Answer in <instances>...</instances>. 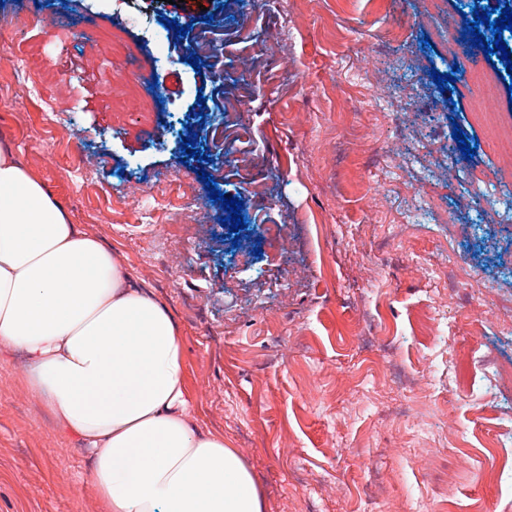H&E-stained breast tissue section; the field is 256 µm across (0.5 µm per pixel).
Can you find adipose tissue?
Instances as JSON below:
<instances>
[{
    "mask_svg": "<svg viewBox=\"0 0 512 512\" xmlns=\"http://www.w3.org/2000/svg\"><path fill=\"white\" fill-rule=\"evenodd\" d=\"M91 451L107 512H263L222 434L194 423L179 327L150 288L71 224L0 141V356Z\"/></svg>",
    "mask_w": 512,
    "mask_h": 512,
    "instance_id": "adipose-tissue-1",
    "label": "adipose tissue"
}]
</instances>
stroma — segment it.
<instances>
[{"label": "stroma", "mask_w": 512, "mask_h": 512, "mask_svg": "<svg viewBox=\"0 0 512 512\" xmlns=\"http://www.w3.org/2000/svg\"><path fill=\"white\" fill-rule=\"evenodd\" d=\"M500 4L437 0L429 20L426 0H0V18H28L19 35L0 27V49L39 45L53 83L82 90L63 134L23 73L0 71V136L172 311L197 421L240 452L264 512H512V169L477 117L512 125V75L464 20ZM60 20L64 46L46 38ZM89 22L124 84L146 90L150 125L113 122ZM202 28L223 80L188 61ZM115 29L142 59L113 53ZM399 56L416 61L408 105L368 79ZM437 72L454 79L437 87ZM242 83L248 107L229 108ZM190 134L200 157L182 151ZM438 162L453 176L435 177ZM209 178L242 200L238 234ZM165 181L195 228L157 196ZM24 372L0 361V512H104L87 448ZM408 398L417 418L396 413ZM452 447L442 499L432 476Z\"/></svg>", "instance_id": "stroma-1"}]
</instances>
